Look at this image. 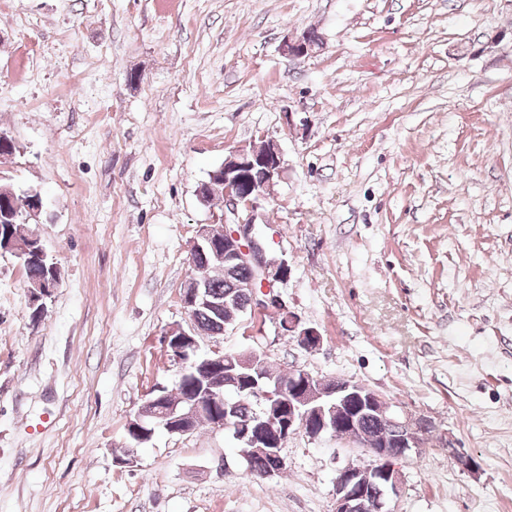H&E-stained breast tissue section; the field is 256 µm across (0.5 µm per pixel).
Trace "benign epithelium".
<instances>
[{"instance_id":"obj_1","label":"benign epithelium","mask_w":512,"mask_h":512,"mask_svg":"<svg viewBox=\"0 0 512 512\" xmlns=\"http://www.w3.org/2000/svg\"><path fill=\"white\" fill-rule=\"evenodd\" d=\"M316 48L318 44L303 34L289 40L284 51L299 58L313 54ZM282 172L281 152L273 142L231 151L224 159L221 171L211 173L212 180L205 187L210 190L223 188L225 205L230 207L235 221L200 225L190 255L202 252L208 246L214 261L224 268L250 267L252 277L246 287L252 291V311L264 316L284 317V325L294 333L297 344L307 351L322 343L323 337L317 329L301 326L286 302L275 292L277 284L288 279L290 268L285 258L271 250L257 223L261 202L267 199ZM182 303L191 318L189 326L173 328L164 336L165 345L174 351L180 372L199 370L203 364L224 365L221 348L212 349L200 359L196 357L197 336L200 335L197 313L202 308L215 306L208 287L193 282V287L183 290ZM239 366L264 380V387L255 390L254 395L273 402V407L263 415L247 420L216 416L213 427L229 432L245 447L275 460V469L263 472L259 477L272 478L285 468L283 449L290 432L302 430L319 438L333 434L336 424L344 420L352 428L350 439L372 457V462L367 466L350 463L338 470L334 481L335 512H391L390 496L401 488L399 462L418 455L426 447V435L435 429L430 418L417 417L401 425L395 437L401 452L395 454L379 447L377 439L363 433L359 427V419L366 413L377 414L383 422L391 420L394 414L391 404L366 385L334 377L326 380L319 390L312 391V375L306 371L290 372L288 380L273 382L266 378L261 363L241 359ZM221 399L220 391L211 393L205 401L191 395L178 409L165 407L162 397L153 395L141 405L129 426L134 432L145 435L153 421L162 419L169 433L188 434L192 431V420L202 412L205 403L212 404ZM441 443L462 471L473 475L480 472L476 460L456 448L449 436H444Z\"/></svg>"}]
</instances>
